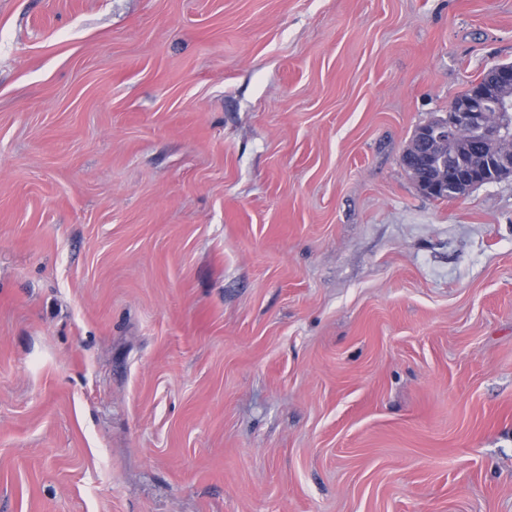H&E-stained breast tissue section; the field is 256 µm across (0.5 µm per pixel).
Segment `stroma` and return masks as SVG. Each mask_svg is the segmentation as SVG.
Segmentation results:
<instances>
[{"label":"stroma","instance_id":"1","mask_svg":"<svg viewBox=\"0 0 512 512\" xmlns=\"http://www.w3.org/2000/svg\"><path fill=\"white\" fill-rule=\"evenodd\" d=\"M512 0H0V512H512V177L416 127Z\"/></svg>","mask_w":512,"mask_h":512}]
</instances>
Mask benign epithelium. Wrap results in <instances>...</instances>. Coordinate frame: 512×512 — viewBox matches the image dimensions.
I'll return each mask as SVG.
<instances>
[{
  "instance_id": "7a95c632",
  "label": "benign epithelium",
  "mask_w": 512,
  "mask_h": 512,
  "mask_svg": "<svg viewBox=\"0 0 512 512\" xmlns=\"http://www.w3.org/2000/svg\"><path fill=\"white\" fill-rule=\"evenodd\" d=\"M510 92L512 63L493 65L473 84L469 98L415 130L401 161L424 194L464 198L473 189L512 174V100L506 98ZM464 140L488 147L490 154L478 156L465 167H455L451 148ZM421 157L448 171V179L432 180L416 165Z\"/></svg>"
}]
</instances>
